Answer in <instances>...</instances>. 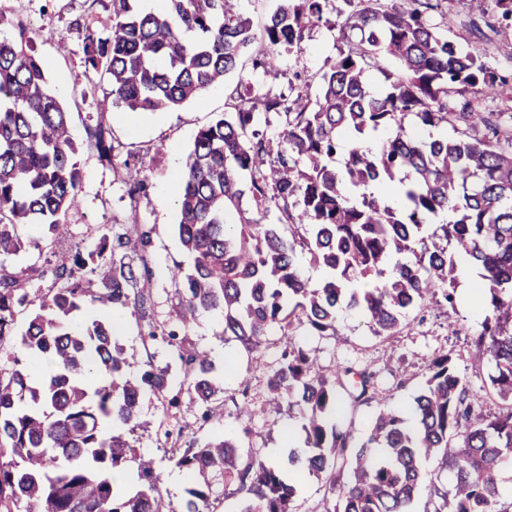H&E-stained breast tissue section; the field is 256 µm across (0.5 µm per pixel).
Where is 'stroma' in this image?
I'll return each instance as SVG.
<instances>
[{
    "label": "stroma",
    "instance_id": "35a3bbf8",
    "mask_svg": "<svg viewBox=\"0 0 512 512\" xmlns=\"http://www.w3.org/2000/svg\"><path fill=\"white\" fill-rule=\"evenodd\" d=\"M109 7V0H0L1 15L22 19L28 26L52 90L70 114L71 137L83 149L78 207L63 217L55 237H47L40 225L26 226L25 251L0 257V266L28 269L31 288L44 291L56 285L51 274L55 253L86 254L114 232H147L143 251L149 269L146 311L139 314L129 307H117L110 312L122 324L120 345L137 352L133 369L138 372L171 359L166 343L150 338L149 332L173 329L179 302L170 270L184 262L185 255L175 229L179 213L178 190L171 180L173 168L185 166L198 130L230 111L231 94L239 81L274 95L302 92L315 96L321 74L340 51L352 48L355 38L342 35L341 25L350 7L345 0H335L325 22L306 32L300 54L282 55L275 72L253 69L247 61L240 71L226 75L222 83L175 110L133 112L122 107L103 113L98 104L109 93V84L75 80L83 70V33L75 23L91 14L107 16ZM496 21L491 5L484 0H444L441 12L431 19L450 39L480 53L492 71L512 82V41L480 29L482 23ZM100 120L110 127L115 147L109 162L99 160L96 151L86 147L88 128ZM127 159L135 161L146 177L145 193L134 197L125 183L123 162ZM456 269L455 325H448L435 308L424 306L408 312L396 335L376 336L362 318L343 311L335 335L318 336L297 324L291 339L314 351L323 370H371L377 388L409 419L414 416V400L422 390L429 363L437 356H448L475 396L476 412L484 416L498 413L500 402L490 391L492 365L475 358L471 344L484 318L482 308L472 299L480 279L476 268L464 262H457ZM223 324L221 312L207 311L199 315L187 335L214 363L222 387L216 396L223 405L222 416L206 420L200 409L170 406V396L179 393L175 387L169 395H148L140 403L141 427L134 446L138 454L155 458L164 498L175 510L188 478L169 461L170 448L185 447L193 439L202 442L225 436L237 442L243 456L278 462L289 448L303 445L300 416L288 410L285 402L273 401L268 387L286 339L273 333L257 351L249 353L224 343L220 336ZM244 404L249 407L245 417L239 414Z\"/></svg>",
    "mask_w": 512,
    "mask_h": 512
}]
</instances>
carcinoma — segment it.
I'll use <instances>...</instances> for the list:
<instances>
[{"mask_svg": "<svg viewBox=\"0 0 512 512\" xmlns=\"http://www.w3.org/2000/svg\"><path fill=\"white\" fill-rule=\"evenodd\" d=\"M234 0H168L166 13L147 11L141 0H111V14L76 22L84 32L86 79L106 78L102 110L168 112L224 81L250 51L249 19ZM333 0H282L268 18L265 49L253 68L276 70L282 53L297 54L305 31L319 25ZM356 3L342 29L358 44L342 52L321 75L315 100L271 95L247 86L237 93L233 116H220L195 137L179 186L177 235L188 264L176 265L175 319L188 329L201 311L224 313V340L258 349L275 331L286 336L293 321L320 336L336 335L343 311L360 314L375 336L398 332L408 310L428 303L447 319L456 314V258L479 271L481 331L475 356L488 358L491 392L501 411L474 418V398L448 356L432 361L416 401L417 424L376 393L374 374L323 373L316 358L287 342L270 387L297 408L305 447L287 462L244 459L227 438L195 440L170 449L191 487L179 512H215L214 477L234 485L238 512H296L304 473L326 475L324 512H408L422 479V462L436 456L453 473L451 488H434V512H512L503 501L500 472L512 457V113L482 112L460 87L480 86L494 97L506 81L479 56L457 46L425 15L443 0ZM13 29L0 41V256L25 242L18 228L43 224L57 234L62 217L79 202V147L69 135V112L53 93L33 37L19 19L0 16ZM392 59L394 80L371 88L368 69ZM285 117L277 149L258 137L262 114ZM480 123L489 138L433 130ZM389 136L376 150L364 137ZM102 161L114 147L101 121L88 130ZM344 154L342 165L336 156ZM129 194L145 192V176L125 163ZM394 184L398 201L386 204L378 188ZM277 208L293 230L264 224L253 214ZM144 235L104 240L88 255H55L61 288L30 292L28 270L0 267V343L16 336L19 312L30 308L27 327L0 375V512H172L160 490L154 461L135 454L129 441L139 424L143 396H161L173 383L171 364L134 378L135 360L119 345L113 323L93 319L81 333L69 317L91 304L101 310L138 306V282L128 253ZM304 256L320 267L316 288L304 278ZM97 287L84 285L83 271ZM167 343L179 364L188 405L217 416L219 391L208 356L170 330ZM51 361L49 372L35 363ZM372 401L366 440L353 442L336 425L343 395ZM112 433L103 432L104 425ZM135 464L136 490L118 486Z\"/></svg>", "mask_w": 512, "mask_h": 512, "instance_id": "1", "label": "carcinoma"}]
</instances>
